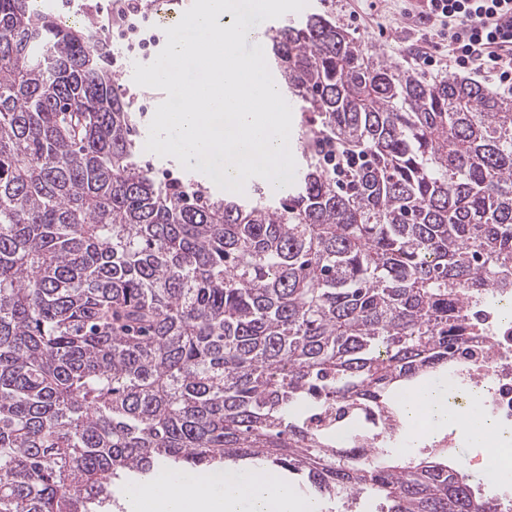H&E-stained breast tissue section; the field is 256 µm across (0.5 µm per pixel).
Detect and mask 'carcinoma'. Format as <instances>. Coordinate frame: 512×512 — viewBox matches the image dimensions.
Listing matches in <instances>:
<instances>
[{
	"label": "carcinoma",
	"instance_id": "carcinoma-1",
	"mask_svg": "<svg viewBox=\"0 0 512 512\" xmlns=\"http://www.w3.org/2000/svg\"><path fill=\"white\" fill-rule=\"evenodd\" d=\"M269 40L303 165L225 200L139 165L103 31L0 0V512H100L121 475L229 459L380 512H503L446 448L393 461L365 414L398 432L397 397L512 286V97L328 12ZM330 402L341 434L310 426Z\"/></svg>",
	"mask_w": 512,
	"mask_h": 512
}]
</instances>
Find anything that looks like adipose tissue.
Returning a JSON list of instances; mask_svg holds the SVG:
<instances>
[{"mask_svg": "<svg viewBox=\"0 0 512 512\" xmlns=\"http://www.w3.org/2000/svg\"><path fill=\"white\" fill-rule=\"evenodd\" d=\"M405 434L416 439L456 426L447 383H426L402 400ZM125 512H321L320 505L289 487L279 473L257 466L177 479L158 471L145 486L131 488Z\"/></svg>", "mask_w": 512, "mask_h": 512, "instance_id": "obj_1", "label": "adipose tissue"}]
</instances>
